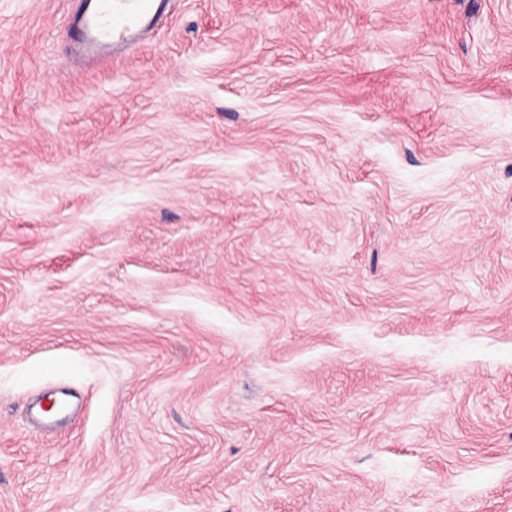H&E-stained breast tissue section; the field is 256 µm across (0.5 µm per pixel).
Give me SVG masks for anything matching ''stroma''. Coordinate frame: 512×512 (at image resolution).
I'll return each instance as SVG.
<instances>
[{
	"label": "stroma",
	"mask_w": 512,
	"mask_h": 512,
	"mask_svg": "<svg viewBox=\"0 0 512 512\" xmlns=\"http://www.w3.org/2000/svg\"><path fill=\"white\" fill-rule=\"evenodd\" d=\"M78 7L0 0V512H512V0ZM81 13L69 23L76 55L91 60L128 48L151 30L164 0H83ZM62 406L59 393H45L37 401H27L24 405V411L28 421L34 429L38 431L49 430V423L45 418H55L57 410Z\"/></svg>",
	"instance_id": "1"
}]
</instances>
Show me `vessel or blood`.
I'll return each instance as SVG.
<instances>
[{
	"label": "vessel or blood",
	"instance_id": "b4317fda",
	"mask_svg": "<svg viewBox=\"0 0 512 512\" xmlns=\"http://www.w3.org/2000/svg\"><path fill=\"white\" fill-rule=\"evenodd\" d=\"M81 13L69 23L71 45L84 60L128 48L153 27L164 0H84ZM62 401L58 394L45 393L26 402L24 411L34 429L49 430Z\"/></svg>",
	"mask_w": 512,
	"mask_h": 512
}]
</instances>
